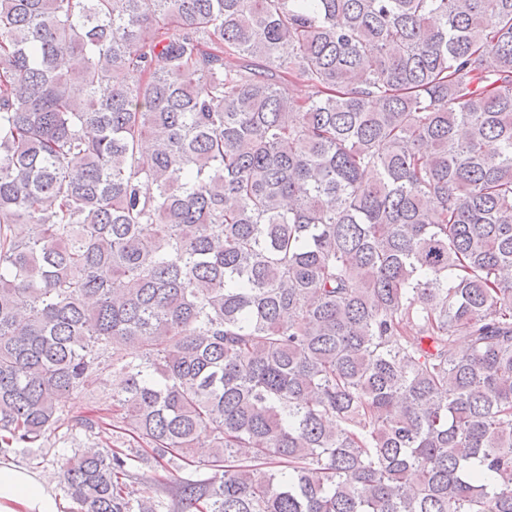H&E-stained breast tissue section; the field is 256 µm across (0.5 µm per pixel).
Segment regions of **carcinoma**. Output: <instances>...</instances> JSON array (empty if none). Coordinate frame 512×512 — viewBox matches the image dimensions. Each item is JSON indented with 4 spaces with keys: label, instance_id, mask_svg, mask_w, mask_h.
<instances>
[{
    "label": "carcinoma",
    "instance_id": "1",
    "mask_svg": "<svg viewBox=\"0 0 512 512\" xmlns=\"http://www.w3.org/2000/svg\"><path fill=\"white\" fill-rule=\"evenodd\" d=\"M506 269L512 0H0V458L112 430L84 512H162L129 437L194 512H512ZM111 377L107 375H92L87 382L85 397L79 399L83 404V411L87 415L97 414L99 409L105 408L110 401ZM131 446L126 447L125 445V449H128L127 452L132 456H136L132 457L136 461L132 462V466L129 468V476L125 477V482L130 489H139L145 487L144 485L150 486L152 494L168 504V509H165L164 512H182L184 510L180 501L182 481L186 479H205L211 475L210 471H195L193 467L185 466L179 460L169 464H158L150 457L148 459L143 458L141 454L144 452L142 448L138 447V444H133L131 441Z\"/></svg>",
    "mask_w": 512,
    "mask_h": 512
}]
</instances>
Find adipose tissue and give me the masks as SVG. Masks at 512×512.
Masks as SVG:
<instances>
[{"label":"adipose tissue","mask_w":512,"mask_h":512,"mask_svg":"<svg viewBox=\"0 0 512 512\" xmlns=\"http://www.w3.org/2000/svg\"><path fill=\"white\" fill-rule=\"evenodd\" d=\"M52 486L24 466L0 461V512H65Z\"/></svg>","instance_id":"adipose-tissue-1"}]
</instances>
